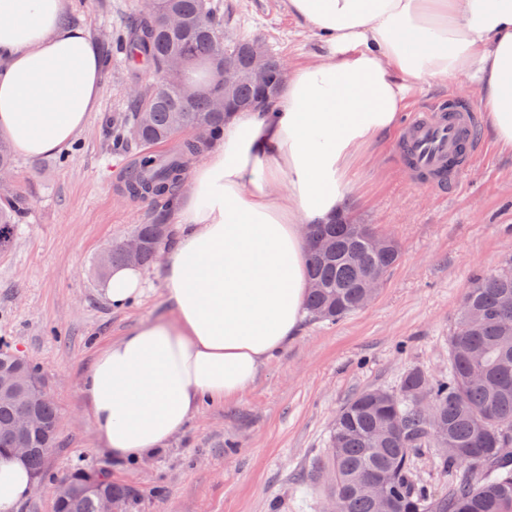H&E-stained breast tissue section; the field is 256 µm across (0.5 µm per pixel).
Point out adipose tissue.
I'll return each mask as SVG.
<instances>
[{"mask_svg":"<svg viewBox=\"0 0 512 512\" xmlns=\"http://www.w3.org/2000/svg\"><path fill=\"white\" fill-rule=\"evenodd\" d=\"M327 55L289 72L262 109L231 113L192 165L158 270L172 319L106 346L84 381L102 450L146 458L202 402L239 397L296 335L310 288L306 228L349 202L360 150L393 129L410 84L465 74L496 142L512 149V0H287ZM66 0H0V136L37 160L71 146L102 91L98 48ZM136 266L113 267L115 306L143 296ZM0 456V512L34 490Z\"/></svg>","mask_w":512,"mask_h":512,"instance_id":"adipose-tissue-1","label":"adipose tissue"}]
</instances>
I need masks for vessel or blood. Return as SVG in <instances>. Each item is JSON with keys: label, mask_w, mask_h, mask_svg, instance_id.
Segmentation results:
<instances>
[{"label": "vessel or blood", "mask_w": 512, "mask_h": 512, "mask_svg": "<svg viewBox=\"0 0 512 512\" xmlns=\"http://www.w3.org/2000/svg\"><path fill=\"white\" fill-rule=\"evenodd\" d=\"M479 115L464 105L418 110L400 127L392 163L422 186L454 187L477 153Z\"/></svg>", "instance_id": "vessel-or-blood-1"}]
</instances>
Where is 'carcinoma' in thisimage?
I'll list each match as a JSON object with an SVG mask.
<instances>
[{
    "label": "carcinoma",
    "instance_id": "obj_1",
    "mask_svg": "<svg viewBox=\"0 0 512 512\" xmlns=\"http://www.w3.org/2000/svg\"><path fill=\"white\" fill-rule=\"evenodd\" d=\"M266 47L243 39L224 44L216 5L211 0H151L149 15L134 26L129 41L131 61L141 58L166 71L173 58L182 61L177 73L153 82L130 95L128 112L112 120V139L129 145L127 128L138 124L143 145L168 140L182 132L191 136L178 155L159 157L143 152L126 176L134 195H151L172 204L184 170L183 155L197 154L224 130L226 113L212 107V97L226 94L228 108L254 109L274 96L283 81L281 58L267 51L268 79L258 86L248 78L253 52ZM230 59L237 77L224 86V59ZM193 78L204 84L195 98L186 100L181 84ZM14 165L13 148L0 138V175ZM30 208L19 192L0 199V251L9 248L20 220ZM370 224L308 226V272L317 284L306 300L314 320L336 322L360 310L365 274H387L400 261L394 244L383 251L367 247ZM136 235L143 240L137 265L151 263L168 237L166 224H142ZM122 248L114 244L102 268L127 265ZM512 296V266L474 277L448 333V376L434 379L419 368L407 370L395 390L371 388L346 402L332 424L325 464L336 470V490L345 498L346 512H374V492L389 497L395 512H512V308L503 298ZM441 418L443 436L428 433L426 409ZM40 429L33 431L29 461L43 472L46 455L42 429L54 426V402L33 406ZM16 414L12 403H0V453L13 447L5 429ZM438 449L439 463L454 474L448 492L438 494L412 477L414 455L425 446ZM71 488L90 492H61L55 512H97L98 495L109 494L123 503L133 496L126 487L112 484L102 472L75 473L64 479Z\"/></svg>",
    "mask_w": 512,
    "mask_h": 512
}]
</instances>
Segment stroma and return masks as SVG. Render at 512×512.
<instances>
[{
    "mask_svg": "<svg viewBox=\"0 0 512 512\" xmlns=\"http://www.w3.org/2000/svg\"><path fill=\"white\" fill-rule=\"evenodd\" d=\"M223 29L268 45L287 68L317 60L327 45L288 12L286 0H218ZM148 0H67V20L98 45L103 87L85 130L58 155L16 159L15 188L31 201L11 246L0 251V341L39 365L61 418L44 490L17 512H53L64 475L108 472L131 488V512H324L322 476L338 410L369 388H397L413 367L448 374V329L476 273L512 258V150L480 127L481 150L449 195L428 191L395 169V135L364 148L350 175L347 211L401 251L377 297L336 324L304 318L288 345L230 403H203L164 448L139 461L99 452L88 423L84 379L96 355L141 321L168 319L158 264L145 267L147 294L116 308L97 272L101 250L152 223L150 196L127 193L124 171L137 145H112V120L128 109L132 84L155 72L132 67L113 35L129 29ZM451 100L477 107L465 75L411 87L408 108Z\"/></svg>",
    "mask_w": 512,
    "mask_h": 512,
    "instance_id": "stroma-1",
    "label": "stroma"
}]
</instances>
